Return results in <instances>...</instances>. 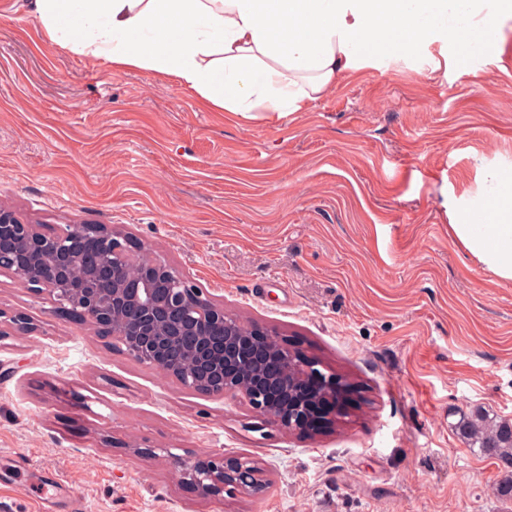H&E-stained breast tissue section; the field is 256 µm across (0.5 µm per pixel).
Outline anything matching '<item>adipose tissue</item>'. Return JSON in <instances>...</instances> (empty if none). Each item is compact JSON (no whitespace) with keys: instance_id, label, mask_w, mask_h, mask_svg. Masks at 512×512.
Instances as JSON below:
<instances>
[{"instance_id":"ef3b65f1","label":"adipose tissue","mask_w":512,"mask_h":512,"mask_svg":"<svg viewBox=\"0 0 512 512\" xmlns=\"http://www.w3.org/2000/svg\"><path fill=\"white\" fill-rule=\"evenodd\" d=\"M47 38L119 69L164 74L227 112H304L360 63L438 38H496L479 0H35ZM464 248L512 280V176L497 177Z\"/></svg>"}]
</instances>
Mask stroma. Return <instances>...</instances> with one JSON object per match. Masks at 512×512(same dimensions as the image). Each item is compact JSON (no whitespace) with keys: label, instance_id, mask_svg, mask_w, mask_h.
Listing matches in <instances>:
<instances>
[{"label":"stroma","instance_id":"stroma-1","mask_svg":"<svg viewBox=\"0 0 512 512\" xmlns=\"http://www.w3.org/2000/svg\"><path fill=\"white\" fill-rule=\"evenodd\" d=\"M512 173V58L441 41L345 75L308 111L246 117L51 44L0 9V204L52 232L112 224L226 311L343 382L287 433L137 362L0 274V512H512L458 411L512 421V281L468 253ZM254 462L201 498L174 457Z\"/></svg>","mask_w":512,"mask_h":512}]
</instances>
